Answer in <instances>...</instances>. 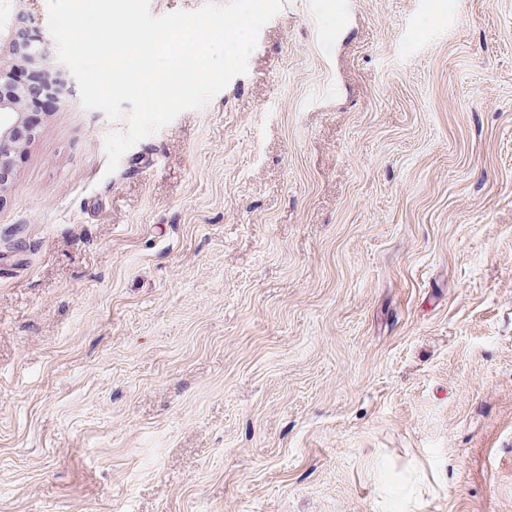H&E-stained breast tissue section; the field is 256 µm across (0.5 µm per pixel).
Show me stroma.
Returning a JSON list of instances; mask_svg holds the SVG:
<instances>
[{
	"label": "stroma",
	"instance_id": "obj_1",
	"mask_svg": "<svg viewBox=\"0 0 512 512\" xmlns=\"http://www.w3.org/2000/svg\"><path fill=\"white\" fill-rule=\"evenodd\" d=\"M126 129L0 189V512H512V0H282Z\"/></svg>",
	"mask_w": 512,
	"mask_h": 512
}]
</instances>
